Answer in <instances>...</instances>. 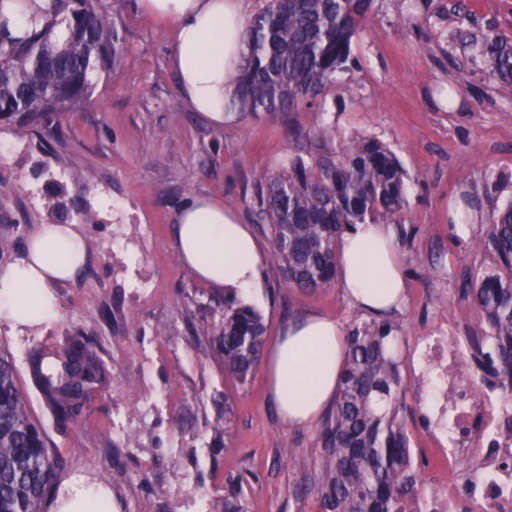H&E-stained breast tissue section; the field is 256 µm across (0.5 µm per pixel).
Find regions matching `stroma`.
Listing matches in <instances>:
<instances>
[{
    "mask_svg": "<svg viewBox=\"0 0 512 512\" xmlns=\"http://www.w3.org/2000/svg\"><path fill=\"white\" fill-rule=\"evenodd\" d=\"M456 0H375L352 42L357 61L333 99V148L357 133L377 138L411 178L406 221L399 227L408 296L393 321L404 350L441 327L473 333L475 313L461 289L493 259L476 240L459 242L440 219L449 201L467 199L481 223L512 200V87L486 85L459 69L448 41ZM470 20L512 35V0H465ZM123 33L120 62L101 73L90 104L57 113L52 128L0 123V269L21 259L56 207L88 208L79 225L84 265L58 285V317L31 329L0 323V347L20 368L19 387L43 420L51 447L67 461L62 479L82 474L112 491L118 512H220L224 490L241 482L245 512H319L318 427L291 429L267 396L262 370L247 385L225 376L219 352L199 331L220 325L223 292L196 280L174 245L179 209L191 194L232 207L251 221L256 180L299 151L324 119L316 109L208 123L178 97L169 66L172 30L144 14L137 0H103ZM418 18L409 26L406 15ZM454 86L461 103L442 107L436 92ZM268 286L256 309L266 339L282 325L318 311L345 324L363 315L338 287H289L271 241H264ZM146 280L148 297L130 284ZM92 336L111 373L110 386L81 421L56 428L46 420L23 368L30 348L64 332ZM405 427L412 447L429 445L411 356ZM126 448L111 452L113 440Z\"/></svg>",
    "mask_w": 512,
    "mask_h": 512,
    "instance_id": "1",
    "label": "stroma"
}]
</instances>
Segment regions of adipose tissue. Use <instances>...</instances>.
Here are the masks:
<instances>
[{"label":"adipose tissue","mask_w":512,"mask_h":512,"mask_svg":"<svg viewBox=\"0 0 512 512\" xmlns=\"http://www.w3.org/2000/svg\"><path fill=\"white\" fill-rule=\"evenodd\" d=\"M140 9L172 22L170 65L184 103L211 124L224 123L233 78L246 55L248 0H139ZM183 264L204 285L249 300L263 286L266 253L250 225L223 204L200 195L183 203L175 228ZM337 285L362 313L387 318L407 286L397 230L358 224L339 240ZM85 259L82 235L66 224L41 225L27 253L0 270V320L43 325L57 316L54 288ZM342 321L309 313L283 324L264 352L262 369L282 422L308 427L336 400L346 351ZM111 492L84 478L68 480L58 512H114Z\"/></svg>","instance_id":"ef3b65f1"}]
</instances>
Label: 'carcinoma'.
<instances>
[{"mask_svg":"<svg viewBox=\"0 0 512 512\" xmlns=\"http://www.w3.org/2000/svg\"><path fill=\"white\" fill-rule=\"evenodd\" d=\"M44 26L14 35L0 14V120L52 126L59 112L91 99L93 76L115 66L120 36L105 26L98 0H50ZM373 0H267L245 31L248 52L235 77L232 104L249 115L303 107L330 111L329 91L350 70L351 45ZM451 42L464 65L490 84L512 85V39L491 26H461ZM320 125L303 152L254 184L250 208L271 240L288 286L329 288L336 248L353 224H396L405 210L408 175L393 151L363 135L337 151ZM494 268L463 289L478 313L469 337L473 360L512 393V201L478 230ZM398 328L388 320L349 326L334 412L319 432L321 512H402L416 497L405 409ZM265 326L251 306L224 292V373L244 385L259 364ZM26 372L59 423L82 416L111 374L93 341L65 333L53 349L28 352ZM66 460L49 447L18 385L13 359L0 353V512H44ZM224 512H243L241 486L224 493Z\"/></svg>","mask_w":512,"mask_h":512,"instance_id":"obj_1","label":"carcinoma"}]
</instances>
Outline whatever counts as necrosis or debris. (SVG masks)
<instances>
[{"label": "necrosis or debris", "instance_id": "obj_1", "mask_svg": "<svg viewBox=\"0 0 512 512\" xmlns=\"http://www.w3.org/2000/svg\"><path fill=\"white\" fill-rule=\"evenodd\" d=\"M466 353L444 329L415 349L434 423L428 454L447 485L422 505L407 501L404 512H455L463 497L471 512H512V398L493 383L469 389L456 371Z\"/></svg>", "mask_w": 512, "mask_h": 512}]
</instances>
